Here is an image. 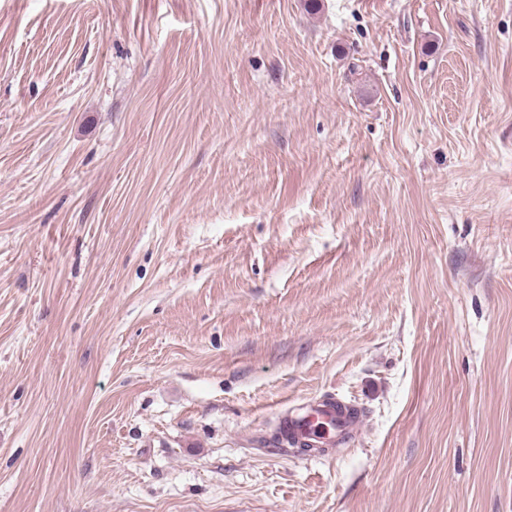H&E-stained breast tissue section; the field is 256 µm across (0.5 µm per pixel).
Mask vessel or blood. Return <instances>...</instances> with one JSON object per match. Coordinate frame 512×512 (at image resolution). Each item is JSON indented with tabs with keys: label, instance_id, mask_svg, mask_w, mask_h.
<instances>
[{
	"label": "vessel or blood",
	"instance_id": "1",
	"mask_svg": "<svg viewBox=\"0 0 512 512\" xmlns=\"http://www.w3.org/2000/svg\"><path fill=\"white\" fill-rule=\"evenodd\" d=\"M357 422V416L343 403L328 398L291 411L282 427L295 441L314 448H331L346 444Z\"/></svg>",
	"mask_w": 512,
	"mask_h": 512
}]
</instances>
